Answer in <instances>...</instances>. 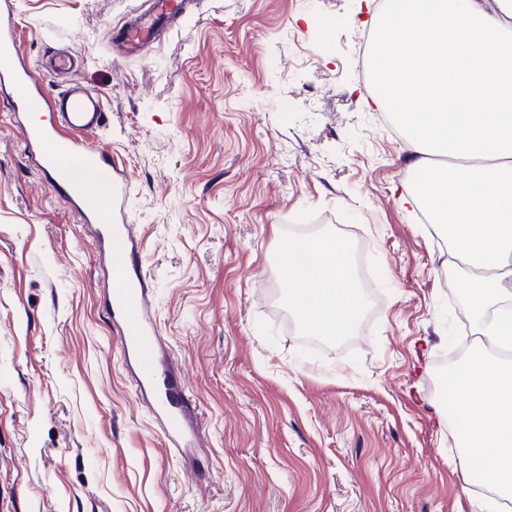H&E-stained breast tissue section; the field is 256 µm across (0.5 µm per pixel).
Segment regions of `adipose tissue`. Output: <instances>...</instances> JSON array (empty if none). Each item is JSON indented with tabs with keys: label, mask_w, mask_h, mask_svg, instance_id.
<instances>
[{
	"label": "adipose tissue",
	"mask_w": 512,
	"mask_h": 512,
	"mask_svg": "<svg viewBox=\"0 0 512 512\" xmlns=\"http://www.w3.org/2000/svg\"><path fill=\"white\" fill-rule=\"evenodd\" d=\"M378 101L410 144V189L468 274L454 286L487 341L512 348V0H386L375 22ZM288 305L306 335H347L358 316L347 253L335 238H282ZM448 404L458 443L512 496V364L470 355Z\"/></svg>",
	"instance_id": "1"
}]
</instances>
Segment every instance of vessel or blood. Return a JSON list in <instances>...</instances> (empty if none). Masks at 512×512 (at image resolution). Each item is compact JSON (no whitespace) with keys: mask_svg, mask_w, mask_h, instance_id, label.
I'll list each match as a JSON object with an SVG mask.
<instances>
[{"mask_svg":"<svg viewBox=\"0 0 512 512\" xmlns=\"http://www.w3.org/2000/svg\"><path fill=\"white\" fill-rule=\"evenodd\" d=\"M181 11L179 0H153L151 14L127 26L123 51L130 54L151 40L160 21ZM15 12L11 0H0V85L8 90L12 109L22 117L25 144L37 166L85 220L98 225V244L112 260L109 312L124 336L125 352L139 363L140 383L157 393L156 413L168 434L180 440L197 439L188 420L191 408L174 370L157 363L159 338L151 320L146 293L148 282L138 266V250L125 216L128 183L105 149L90 144L91 134L106 124L101 99L74 84L49 92L39 72L27 65L14 36ZM48 110L60 121L34 123V113ZM105 188L107 208L98 205V188Z\"/></svg>","mask_w":512,"mask_h":512,"instance_id":"1","label":"vessel or blood"}]
</instances>
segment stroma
I'll return each mask as SVG.
<instances>
[{
	"label": "stroma",
	"instance_id": "stroma-1",
	"mask_svg": "<svg viewBox=\"0 0 512 512\" xmlns=\"http://www.w3.org/2000/svg\"><path fill=\"white\" fill-rule=\"evenodd\" d=\"M383 0H14L48 88L97 93L148 300L200 430L174 446L107 311L94 225L35 166L0 97V512H501L463 479L447 361L476 347L443 237L399 194L409 145L364 37ZM85 60L60 74L59 55ZM330 234L361 309L306 335L278 237ZM181 12V2L174 0H153L151 14L143 16L139 23L129 24L125 29L123 52L126 54L138 51L140 46L151 40L160 21L176 16Z\"/></svg>",
	"mask_w": 512,
	"mask_h": 512
}]
</instances>
